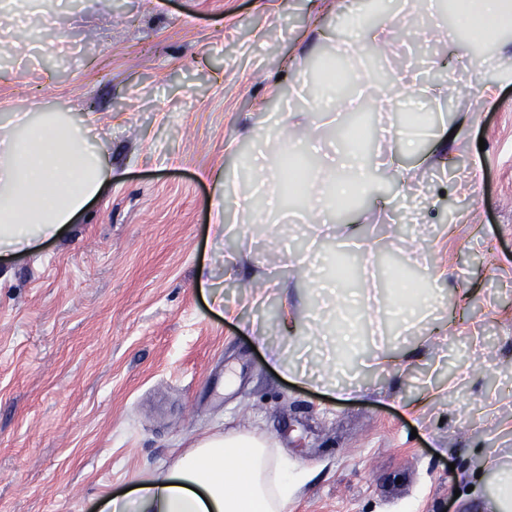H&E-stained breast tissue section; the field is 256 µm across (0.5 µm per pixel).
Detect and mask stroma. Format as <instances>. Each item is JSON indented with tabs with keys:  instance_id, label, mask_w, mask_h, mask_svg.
Instances as JSON below:
<instances>
[{
	"instance_id": "1",
	"label": "stroma",
	"mask_w": 512,
	"mask_h": 512,
	"mask_svg": "<svg viewBox=\"0 0 512 512\" xmlns=\"http://www.w3.org/2000/svg\"><path fill=\"white\" fill-rule=\"evenodd\" d=\"M351 13L363 0H52L50 23L0 31V121L92 118L112 164L61 235L0 256V512H96L235 430L303 471L283 512H478L512 465V31L472 44L440 13L445 35L429 39L428 19L394 7L389 22L415 23L403 43L362 37L344 61L435 113L408 154L398 110L360 103L376 151L414 181L378 170L327 231L304 204L249 220L231 207L223 236L212 228L211 200L255 142L277 149L295 82L350 40ZM458 51L484 67L462 69ZM348 238L374 274L373 323L362 289L345 304L324 288L320 266ZM201 269L223 306L198 291ZM398 274L434 299L406 327ZM335 317L358 337L336 360L343 396L295 374Z\"/></svg>"
}]
</instances>
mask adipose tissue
I'll use <instances>...</instances> for the list:
<instances>
[{
    "mask_svg": "<svg viewBox=\"0 0 512 512\" xmlns=\"http://www.w3.org/2000/svg\"><path fill=\"white\" fill-rule=\"evenodd\" d=\"M334 172L312 221L326 222L359 188H372L374 164L354 147L325 160ZM112 177L108 157L81 121L56 112L16 117L0 131V250L32 249L73 223ZM297 473L257 435L203 438L170 471L142 482L132 497L110 496L98 512H281Z\"/></svg>",
    "mask_w": 512,
    "mask_h": 512,
    "instance_id": "obj_1",
    "label": "adipose tissue"
}]
</instances>
